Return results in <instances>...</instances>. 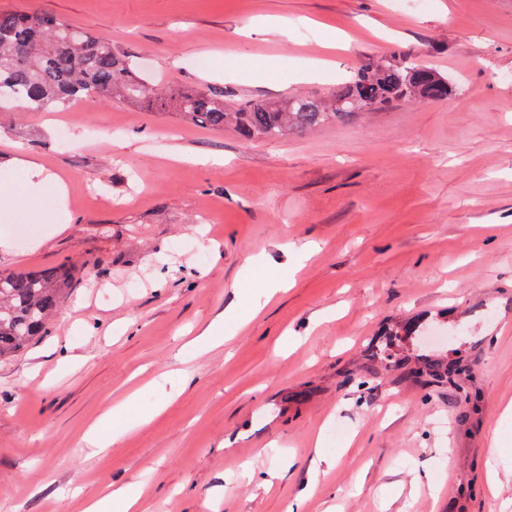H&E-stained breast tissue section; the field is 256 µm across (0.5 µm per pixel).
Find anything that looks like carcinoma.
<instances>
[{"mask_svg": "<svg viewBox=\"0 0 512 512\" xmlns=\"http://www.w3.org/2000/svg\"><path fill=\"white\" fill-rule=\"evenodd\" d=\"M451 92L448 79L419 62L369 64L327 100H258L228 111L224 95L208 88L147 89L130 57L53 15L0 12V107L7 101L45 109L121 96L146 111L174 112L187 124L215 130L230 125L251 140L319 128L395 99L435 100ZM71 282V272L60 268L0 275V359L15 356L45 331Z\"/></svg>", "mask_w": 512, "mask_h": 512, "instance_id": "obj_1", "label": "carcinoma"}]
</instances>
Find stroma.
<instances>
[{
	"label": "stroma",
	"mask_w": 512,
	"mask_h": 512,
	"mask_svg": "<svg viewBox=\"0 0 512 512\" xmlns=\"http://www.w3.org/2000/svg\"><path fill=\"white\" fill-rule=\"evenodd\" d=\"M22 10L229 107L381 61L456 89L279 139L122 100L0 109V274L74 275L0 361V512H81L74 490L131 481L143 512H512V0H0ZM24 158L67 209L16 193ZM252 260L293 268L287 290L264 299ZM242 293L259 313L193 348ZM177 370L172 400L148 388ZM134 390L152 420L86 448ZM317 447L333 463L307 493Z\"/></svg>",
	"instance_id": "obj_1"
}]
</instances>
